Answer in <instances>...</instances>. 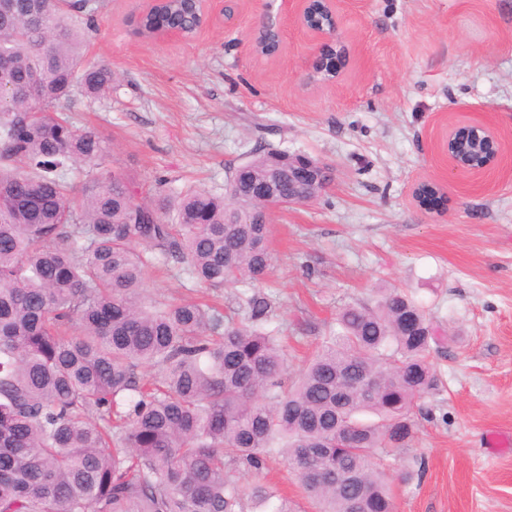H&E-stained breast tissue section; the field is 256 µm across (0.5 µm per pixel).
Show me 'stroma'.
I'll return each mask as SVG.
<instances>
[{
  "label": "stroma",
  "mask_w": 512,
  "mask_h": 512,
  "mask_svg": "<svg viewBox=\"0 0 512 512\" xmlns=\"http://www.w3.org/2000/svg\"><path fill=\"white\" fill-rule=\"evenodd\" d=\"M147 5L104 0L87 59L106 61L115 83L101 100L76 95L78 125L99 131L145 193L160 177L223 193L258 145L329 167L316 198L269 212L264 288L289 374L343 305L411 293L448 341L430 355L440 385L416 437L391 462L396 512H512V448L485 445L490 431L512 434V0H343L336 36L350 59L332 84L306 81L296 27L278 58L251 51L253 0L234 28L213 22L178 42L136 34ZM459 121L495 127L496 172L451 170L441 143ZM420 180L445 188L434 209L412 198ZM143 293L163 306L204 290L170 265L147 273ZM232 477L245 495L274 487L294 512H315L282 462Z\"/></svg>",
  "instance_id": "obj_1"
}]
</instances>
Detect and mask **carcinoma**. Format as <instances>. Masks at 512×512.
Returning <instances> with one entry per match:
<instances>
[{"instance_id": "cac0c4a2", "label": "carcinoma", "mask_w": 512, "mask_h": 512, "mask_svg": "<svg viewBox=\"0 0 512 512\" xmlns=\"http://www.w3.org/2000/svg\"><path fill=\"white\" fill-rule=\"evenodd\" d=\"M98 9L0 0V512H245L230 472L275 457L318 512H394L384 460L438 389L439 327L396 289L348 303L287 384L274 300L257 288L269 225L246 223L234 179L216 195L162 178L145 200L101 134L74 125V91L112 93L111 68L85 60ZM162 19L192 25L183 0ZM267 155L249 152V178ZM170 263L251 294L231 314L147 304L149 267Z\"/></svg>"}]
</instances>
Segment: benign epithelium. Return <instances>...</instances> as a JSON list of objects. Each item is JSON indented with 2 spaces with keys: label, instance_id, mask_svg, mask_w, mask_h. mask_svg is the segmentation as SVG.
<instances>
[{
  "label": "benign epithelium",
  "instance_id": "7a95c632",
  "mask_svg": "<svg viewBox=\"0 0 512 512\" xmlns=\"http://www.w3.org/2000/svg\"><path fill=\"white\" fill-rule=\"evenodd\" d=\"M200 18V25L212 21L232 28L238 23L234 10L238 0H222L219 13L212 12L211 0H192ZM340 0H279L276 12L272 5L264 3L262 12L253 26L252 51L266 56H276L283 42V32L293 23L308 37L312 60L307 78L311 81L334 82L342 73L349 57V50L336 41L337 15ZM151 37L162 41L185 40L190 35L179 26H159ZM442 150L448 155L452 169L460 174H486L499 165L497 133L489 125L464 122L450 126ZM271 175L262 181H253L237 191V197L263 201L267 208H286L304 203L310 198V190L318 181L320 165L306 157H274ZM416 201L432 208L444 197L440 184L430 181L418 183L413 190Z\"/></svg>",
  "mask_w": 512,
  "mask_h": 512
}]
</instances>
